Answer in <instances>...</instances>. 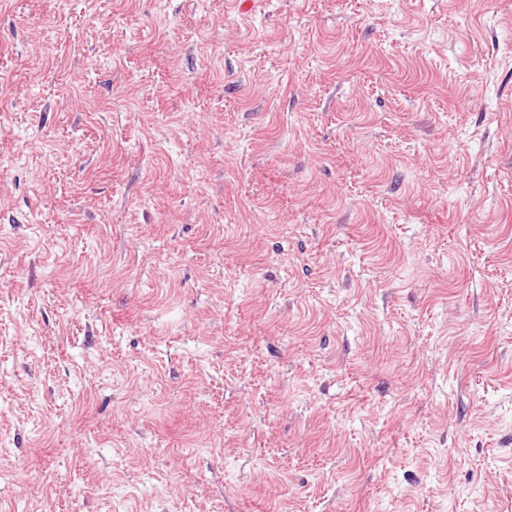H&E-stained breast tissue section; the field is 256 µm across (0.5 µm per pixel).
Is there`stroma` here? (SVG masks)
Returning <instances> with one entry per match:
<instances>
[{"mask_svg": "<svg viewBox=\"0 0 512 512\" xmlns=\"http://www.w3.org/2000/svg\"><path fill=\"white\" fill-rule=\"evenodd\" d=\"M0 512H512V0H0Z\"/></svg>", "mask_w": 512, "mask_h": 512, "instance_id": "1", "label": "stroma"}]
</instances>
